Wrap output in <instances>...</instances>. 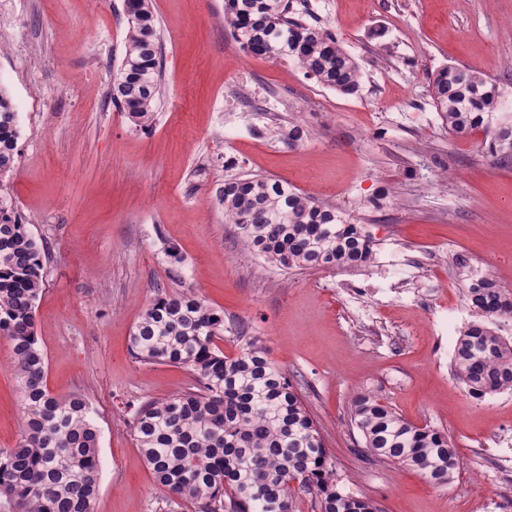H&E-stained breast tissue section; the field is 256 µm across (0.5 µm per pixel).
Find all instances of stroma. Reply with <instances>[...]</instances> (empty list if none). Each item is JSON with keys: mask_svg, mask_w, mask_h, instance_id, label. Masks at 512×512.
<instances>
[{"mask_svg": "<svg viewBox=\"0 0 512 512\" xmlns=\"http://www.w3.org/2000/svg\"><path fill=\"white\" fill-rule=\"evenodd\" d=\"M292 4L358 61L359 94L322 86L293 62L246 56L224 0H152L162 94L144 129L112 102L124 0H0L22 38L0 31V87L19 114L18 163L0 193L48 246L36 336L49 390L82 392L94 409L93 512L165 505L131 420L142 403L197 381L184 367L138 362L130 338L158 291L188 288L223 310L226 356L251 336L296 377L344 492L380 512H512V390L473 398L451 366L473 318L456 255L512 289V164L487 153L483 132L449 134L430 85L437 69L458 66L495 83L512 112V0ZM226 100L234 111L217 115ZM295 123L306 133L297 146ZM247 174L345 210L374 238L372 263L287 273L245 251L216 191ZM169 245L184 257L177 278ZM241 323L244 338L232 333ZM364 392L448 435L459 461L448 486L362 448L350 403ZM20 433L0 337V449Z\"/></svg>", "mask_w": 512, "mask_h": 512, "instance_id": "stroma-1", "label": "stroma"}]
</instances>
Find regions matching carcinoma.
Returning a JSON list of instances; mask_svg holds the SVG:
<instances>
[{"mask_svg":"<svg viewBox=\"0 0 512 512\" xmlns=\"http://www.w3.org/2000/svg\"><path fill=\"white\" fill-rule=\"evenodd\" d=\"M128 32L112 102L135 125L149 126L160 93V29L152 0H126ZM225 21L252 56L293 60L321 85L344 95L361 87V71L335 35L291 16L289 0H225ZM432 94L453 135L483 130L487 150L512 162V113L501 111L496 84L457 66L438 70ZM18 112L0 90V175L15 168ZM224 223L244 247L283 271L343 269L368 264L374 241L342 209L262 175L224 179ZM45 250L10 198L0 194V336L8 342L22 409L20 440L0 449V500L13 512H93L100 491L99 435L92 408L74 392L64 398L46 384V357L35 333L44 285ZM464 275V301L476 314L452 355L454 375L470 396L512 390V342L490 319H512V290L493 272ZM224 312L189 289L159 293L134 326L131 349L146 364L190 369L196 389L147 401L132 428L154 482L196 512H291V483L315 496L318 512H380L369 500L336 488L324 440L301 391L265 347L253 340L224 355ZM351 421L375 459L423 474L445 487L457 472L456 448L435 429L419 428L371 394L351 403Z\"/></svg>","mask_w":512,"mask_h":512,"instance_id":"1","label":"carcinoma"}]
</instances>
